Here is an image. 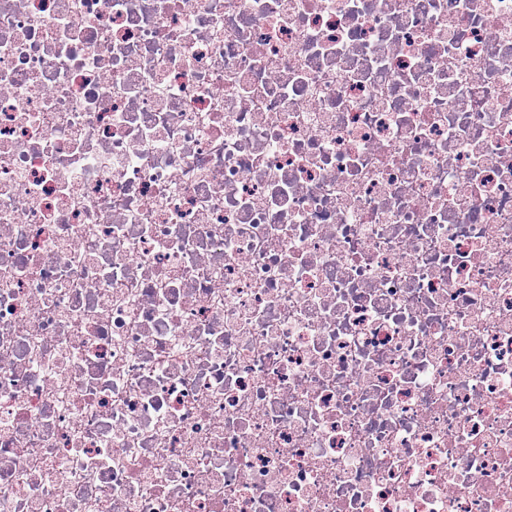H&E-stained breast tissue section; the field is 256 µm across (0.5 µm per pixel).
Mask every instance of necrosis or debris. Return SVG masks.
Returning a JSON list of instances; mask_svg holds the SVG:
<instances>
[{
  "label": "necrosis or debris",
  "mask_w": 512,
  "mask_h": 512,
  "mask_svg": "<svg viewBox=\"0 0 512 512\" xmlns=\"http://www.w3.org/2000/svg\"><path fill=\"white\" fill-rule=\"evenodd\" d=\"M0 512H512V0H0Z\"/></svg>",
  "instance_id": "4bbe7bcc"
}]
</instances>
